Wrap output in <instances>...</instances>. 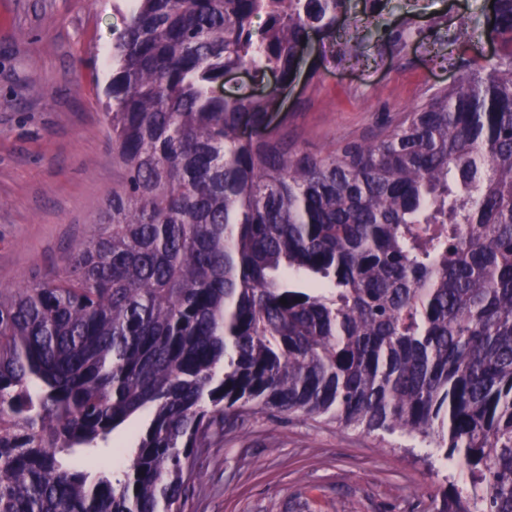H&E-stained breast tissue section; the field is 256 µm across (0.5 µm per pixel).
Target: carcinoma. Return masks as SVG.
<instances>
[{
    "label": "carcinoma",
    "mask_w": 512,
    "mask_h": 512,
    "mask_svg": "<svg viewBox=\"0 0 512 512\" xmlns=\"http://www.w3.org/2000/svg\"><path fill=\"white\" fill-rule=\"evenodd\" d=\"M348 2L136 0L103 231L0 289V512H183L254 414L405 433L470 474L452 512H512V0L506 53L314 155L224 77L288 88ZM265 84L266 85L264 87L261 86V89H257V86L252 82L250 75L243 70H239L226 77L224 88L227 92L233 94H244L251 91H263L264 94L272 92L274 87L273 79L269 78V82Z\"/></svg>",
    "instance_id": "obj_1"
}]
</instances>
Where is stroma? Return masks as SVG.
I'll return each mask as SVG.
<instances>
[{
    "label": "stroma",
    "mask_w": 512,
    "mask_h": 512,
    "mask_svg": "<svg viewBox=\"0 0 512 512\" xmlns=\"http://www.w3.org/2000/svg\"><path fill=\"white\" fill-rule=\"evenodd\" d=\"M133 0H0V286L63 271L72 240L101 228L122 175L105 118L112 51ZM489 0H350L334 37L313 36L270 128L324 155L371 137L496 59ZM466 20L473 46L453 44ZM409 35L401 52L389 39ZM351 38L356 54L334 42ZM400 434L323 418L258 415L199 450L185 512H441L466 472L431 461Z\"/></svg>",
    "instance_id": "obj_1"
}]
</instances>
